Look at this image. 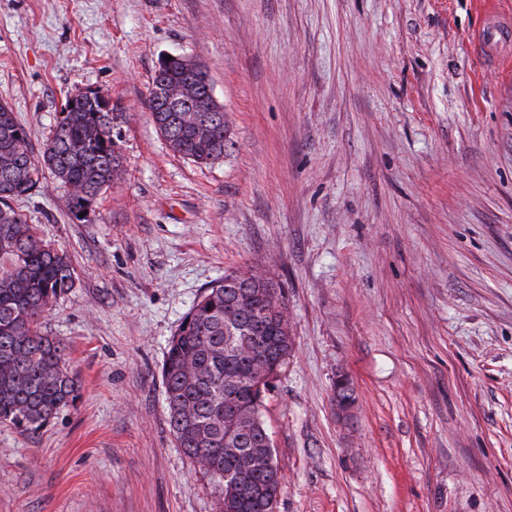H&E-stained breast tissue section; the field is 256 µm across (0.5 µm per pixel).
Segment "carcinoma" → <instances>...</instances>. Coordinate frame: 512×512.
Returning a JSON list of instances; mask_svg holds the SVG:
<instances>
[{
  "mask_svg": "<svg viewBox=\"0 0 512 512\" xmlns=\"http://www.w3.org/2000/svg\"><path fill=\"white\" fill-rule=\"evenodd\" d=\"M201 71L176 62L153 77L151 117L170 150L198 165L224 158V113L213 112ZM112 109L98 97L66 98L51 138L34 155L26 127L0 103V424L28 434L47 426L79 395L64 344L45 334L47 314L73 288L70 257L45 243L15 207L39 186L42 170L68 188L70 218L87 222L102 190L118 176ZM281 290L260 271H233L204 289L173 334L162 365L170 431L178 447L210 476L222 512H274L278 493L259 471L252 489L228 509L224 487L239 459L224 452L227 409L265 399L294 341L284 331ZM264 421L233 435L239 454L274 458Z\"/></svg>",
  "mask_w": 512,
  "mask_h": 512,
  "instance_id": "obj_1",
  "label": "carcinoma"
}]
</instances>
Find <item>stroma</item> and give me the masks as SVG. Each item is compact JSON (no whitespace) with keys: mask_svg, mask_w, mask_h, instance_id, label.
I'll return each instance as SVG.
<instances>
[{"mask_svg":"<svg viewBox=\"0 0 512 512\" xmlns=\"http://www.w3.org/2000/svg\"><path fill=\"white\" fill-rule=\"evenodd\" d=\"M482 24L477 0H0V102L34 151L94 89L121 153L89 222L49 174L19 204L72 259L45 330L80 393L40 433L0 425V512H220L161 367L198 295L250 267L295 340L262 408L275 512H512V74ZM169 54L224 106L213 165L151 120Z\"/></svg>","mask_w":512,"mask_h":512,"instance_id":"1","label":"stroma"}]
</instances>
